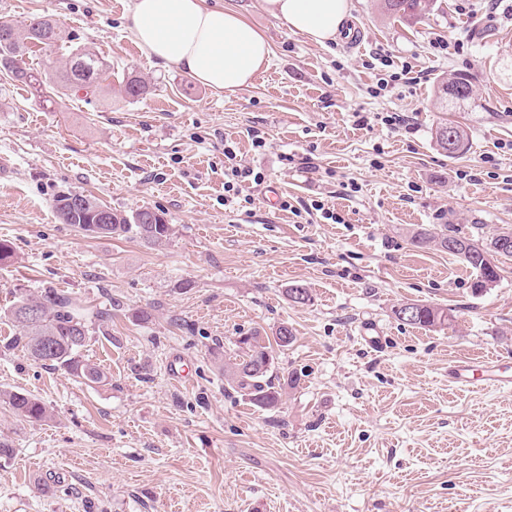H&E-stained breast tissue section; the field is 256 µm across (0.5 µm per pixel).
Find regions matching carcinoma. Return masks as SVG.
Here are the masks:
<instances>
[{
  "instance_id": "1",
  "label": "carcinoma",
  "mask_w": 512,
  "mask_h": 512,
  "mask_svg": "<svg viewBox=\"0 0 512 512\" xmlns=\"http://www.w3.org/2000/svg\"><path fill=\"white\" fill-rule=\"evenodd\" d=\"M381 4L390 14L419 20L428 10L429 0H381ZM2 28L10 29L11 34L7 41H0V69L31 86L40 84L31 68L27 67L25 51L32 45L48 48L59 45L64 40L59 22L50 16H39L30 19L21 30L6 21L0 22ZM108 69L109 65L98 54L77 47L70 51L65 65L56 71L53 84L57 89L93 93ZM147 91L146 81L136 75L127 77L123 86L125 96L132 100L142 98ZM471 93V84L464 77H455L439 86L441 102L448 107H455L467 100ZM450 129L454 131L456 142L448 156H462L467 151L468 141L467 133L460 125L446 123L437 127L436 143L440 148H445L443 138ZM99 206L101 203L93 196L77 191L62 193L55 199V210L63 223L72 224L89 235L119 236L131 233L154 245L166 242L171 235V225L167 224L164 213L158 210L146 206L130 215L113 210L111 223L99 224ZM503 240L512 241V230L485 240L474 235L460 236L450 224L443 225L437 232L423 229L412 237V242L418 246L435 242L446 250L450 242L460 245L454 255L475 272L471 285L475 295L483 293L500 280V259H512V249L505 251L499 247ZM416 306L417 314L412 324L418 327L444 328L453 320L446 308L419 302ZM10 316L16 324V332L7 339L5 349L19 348L33 361L43 366L61 368L86 383L100 384L105 381L101 370L82 357L89 329L69 298L53 288L44 289L35 298L22 294L11 308ZM293 337L292 327L284 322L272 330L270 336L256 330L238 337L236 346L240 354L224 364L225 376L256 406L275 408L280 402L281 393L272 386L269 376L274 367L273 347L286 348ZM0 400L32 422L44 421L51 415L43 402L26 393L1 392Z\"/></svg>"
}]
</instances>
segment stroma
<instances>
[{
  "label": "stroma",
  "mask_w": 512,
  "mask_h": 512,
  "mask_svg": "<svg viewBox=\"0 0 512 512\" xmlns=\"http://www.w3.org/2000/svg\"><path fill=\"white\" fill-rule=\"evenodd\" d=\"M131 3L0 0V21L49 15L69 34L27 54L43 75L72 46L110 66L89 99L48 100L0 73V239L13 248L0 337L20 294L54 288L84 314V356L105 376L89 386L0 347V390L53 413L31 422L0 404L13 450L0 458V512H512V390L448 380L449 362L512 356V261L476 295L460 258L411 242L442 224L486 238L512 229V0H434L418 21L352 0L357 43L325 47L262 0H206L271 48L268 69L233 93L148 57ZM439 35L454 47L437 49ZM388 59L411 71L379 92ZM131 73L145 98L125 97ZM456 75L473 93L449 112L438 86ZM386 112L409 128L382 124ZM446 122L465 128L466 154L436 146ZM228 140L268 175L248 209L224 206ZM67 190L124 214L158 209L173 234L159 247L85 234L56 214ZM315 201L339 223L310 213ZM296 283L312 303L288 301ZM414 301L452 309V324L398 321ZM282 322L295 339L271 377L282 402L265 410L225 381L224 359L238 336ZM175 358L189 383L171 378Z\"/></svg>",
  "instance_id": "35a3bbf8"
}]
</instances>
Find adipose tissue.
Listing matches in <instances>:
<instances>
[{"instance_id":"ef3b65f1","label":"adipose tissue","mask_w":512,"mask_h":512,"mask_svg":"<svg viewBox=\"0 0 512 512\" xmlns=\"http://www.w3.org/2000/svg\"><path fill=\"white\" fill-rule=\"evenodd\" d=\"M265 11L289 30L324 45L342 37L351 0H263ZM135 40L157 60L178 67L218 92L252 84L271 58L264 36L237 12L205 0H133Z\"/></svg>"}]
</instances>
